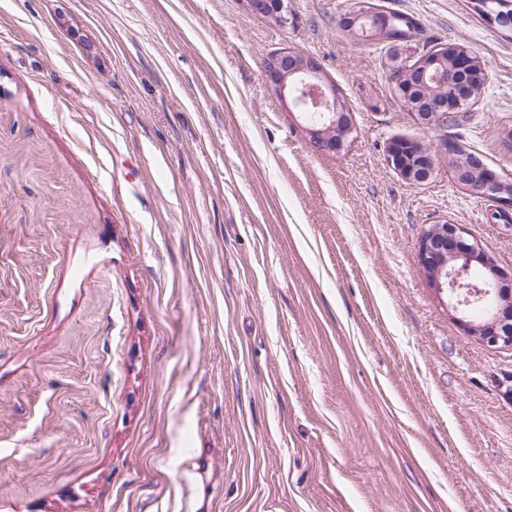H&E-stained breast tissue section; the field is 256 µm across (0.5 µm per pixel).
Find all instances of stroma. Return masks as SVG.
Segmentation results:
<instances>
[{
	"label": "stroma",
	"instance_id": "obj_1",
	"mask_svg": "<svg viewBox=\"0 0 512 512\" xmlns=\"http://www.w3.org/2000/svg\"><path fill=\"white\" fill-rule=\"evenodd\" d=\"M0 0V512H512V350L467 336L418 264L512 227L446 158L412 186L352 0ZM489 62L460 134L512 152V34L468 0H389ZM319 61L355 138L317 152L262 79ZM242 10L249 16L260 18L282 30L296 24V16L288 0H240Z\"/></svg>",
	"mask_w": 512,
	"mask_h": 512
}]
</instances>
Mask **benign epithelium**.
Instances as JSON below:
<instances>
[{"label": "benign epithelium", "mask_w": 512, "mask_h": 512, "mask_svg": "<svg viewBox=\"0 0 512 512\" xmlns=\"http://www.w3.org/2000/svg\"><path fill=\"white\" fill-rule=\"evenodd\" d=\"M242 10L249 16L260 18L282 30L296 24V16L289 0H240ZM350 18L358 22H371L372 31L397 51V57L386 62L388 77L394 86L400 84V72L408 66L428 69L431 62L442 55L448 45L434 42L418 58H408L401 42L408 37L421 38L420 27L409 26L401 31L394 25L391 9L382 0H359ZM267 88L288 105L291 113L331 111V124L342 123L348 132L355 129L353 113L332 111L331 101L336 99L318 62L291 48L275 53L262 71ZM416 125L431 127L439 132L436 145L427 150L428 160L418 173L409 178L412 185L428 182L436 170L437 159L448 157L458 185L476 195L486 197L502 212L512 214V180L501 176L483 159L470 165L467 146L459 139L448 136L443 120L446 105L437 103L428 112H419L407 105ZM420 268L429 288L439 299H448V315L469 336L490 347L512 348V268L501 266L479 242L470 237L462 224L443 220L425 233L418 248ZM479 263L487 270L485 287L461 300L456 292L471 274L472 264Z\"/></svg>", "instance_id": "1"}]
</instances>
